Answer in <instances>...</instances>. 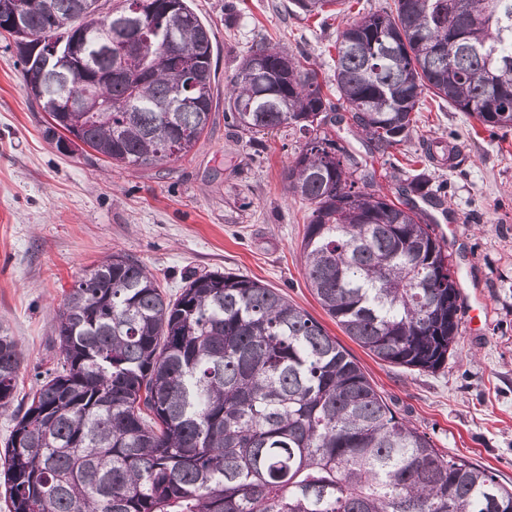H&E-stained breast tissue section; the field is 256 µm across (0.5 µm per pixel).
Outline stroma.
Returning <instances> with one entry per match:
<instances>
[{
	"mask_svg": "<svg viewBox=\"0 0 512 512\" xmlns=\"http://www.w3.org/2000/svg\"><path fill=\"white\" fill-rule=\"evenodd\" d=\"M215 34L212 121L185 157L142 168L58 151L49 120L27 95L13 40L0 35V333L18 339L14 396L25 403L54 367L56 313L84 269L122 252L145 264L162 290L188 277L231 272L276 289L336 336L390 406L512 487V130L488 128L424 94L410 138L383 154L350 121L332 127L358 162L357 187L397 196L426 172L447 182L440 201L417 200L444 243L461 292L460 343L431 373L382 362L321 308L304 275L300 244L312 206L292 197L284 173L307 136L293 125L252 136L224 121V85L264 42L306 53L333 73L339 30L393 0H347L338 16H305L291 0H188ZM456 146L451 169L426 158L427 140Z\"/></svg>",
	"mask_w": 512,
	"mask_h": 512,
	"instance_id": "obj_1",
	"label": "stroma"
}]
</instances>
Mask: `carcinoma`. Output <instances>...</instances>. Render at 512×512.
I'll return each mask as SVG.
<instances>
[{
	"label": "carcinoma",
	"instance_id": "carcinoma-1",
	"mask_svg": "<svg viewBox=\"0 0 512 512\" xmlns=\"http://www.w3.org/2000/svg\"><path fill=\"white\" fill-rule=\"evenodd\" d=\"M85 0H46L4 28L19 47L78 41L84 70L61 81L42 52L19 53L28 94L62 150L75 142L117 167L186 156L213 110V33L187 0L112 14V36L144 55L113 69L94 33L60 21ZM346 0H293L318 15ZM240 62L224 118L251 134L312 131L288 166V192L313 205L301 242L325 313L378 360L436 371L458 347L459 291L444 245L409 196L355 189L347 150L318 131L349 120L378 151L404 142L428 91L478 122L512 128V0H394L336 41V102L308 59L275 44ZM205 108L166 112L192 82ZM92 86L94 112L55 102ZM453 301H448V293ZM60 358L14 415L3 450L9 512H512L488 470L445 457L396 415L352 355L306 311L248 277L213 272L176 298L140 262L113 253L85 270L58 308ZM21 351L0 334V409L13 404Z\"/></svg>",
	"mask_w": 512,
	"mask_h": 512
}]
</instances>
